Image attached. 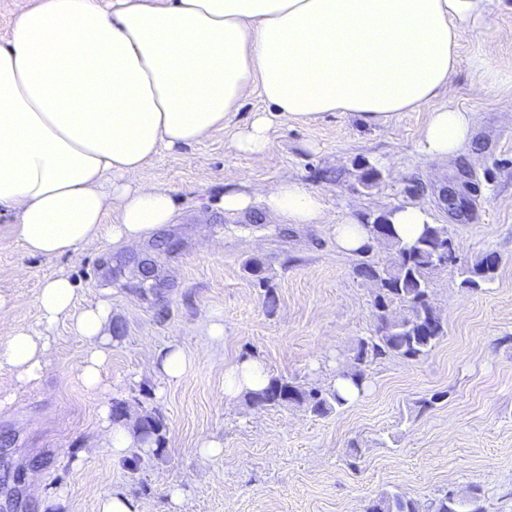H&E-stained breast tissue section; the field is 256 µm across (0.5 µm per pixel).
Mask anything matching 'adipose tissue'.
Here are the masks:
<instances>
[{
    "instance_id": "1",
    "label": "adipose tissue",
    "mask_w": 512,
    "mask_h": 512,
    "mask_svg": "<svg viewBox=\"0 0 512 512\" xmlns=\"http://www.w3.org/2000/svg\"><path fill=\"white\" fill-rule=\"evenodd\" d=\"M495 0H17L0 44V215L32 256L60 257L102 242L148 238L174 223L171 189L147 167L161 150L198 144L252 93L234 139L262 159L275 120L350 112L385 125L427 111L420 147L442 164L466 149L473 113L439 105L451 92L462 32L480 29ZM224 212L261 208L283 224H317L320 195L292 176L252 191L225 186ZM65 274L35 298L44 329L73 317L86 344L77 366L86 388L102 383L112 317L103 299L75 311ZM45 337L17 329L0 363L38 380ZM257 358L224 367V397L264 388Z\"/></svg>"
}]
</instances>
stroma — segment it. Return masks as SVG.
<instances>
[{
    "instance_id": "35a3bbf8",
    "label": "stroma",
    "mask_w": 512,
    "mask_h": 512,
    "mask_svg": "<svg viewBox=\"0 0 512 512\" xmlns=\"http://www.w3.org/2000/svg\"><path fill=\"white\" fill-rule=\"evenodd\" d=\"M489 51L512 62V0L459 41L452 104L474 113L475 125L467 150L448 163L420 149L424 111L385 125L349 112L282 120L264 158L253 160L233 141L265 107L255 94L201 143L149 163L180 212L140 242L31 256L1 216L0 337L40 330L34 298L60 273L74 281L77 306L111 301L112 327L101 390L75 374L84 344L67 319L48 337L39 381L19 383L0 365V512H40L58 495L64 504L54 512H97L112 493L130 496L138 512H365L387 490L426 506L439 492L470 487L492 512H512V71L475 89L471 61ZM287 175L320 194L321 223L281 224L258 209L228 215L218 205L225 183L271 185ZM411 204L447 225L460 258L490 250L501 259L476 291L453 271L435 277L446 336L421 359L373 363L365 393L322 417L226 401L225 364L249 357L274 376L334 385L374 328L376 290L354 274L355 256L336 252L332 228L351 208L367 218ZM252 260L275 291L274 310L247 268ZM213 322L223 338L209 335ZM173 344L194 359L175 381L146 358ZM430 397L436 405L423 408ZM117 402L128 427L151 412L166 424L162 450L136 472L100 446V410ZM206 438L220 440L223 455H201Z\"/></svg>"
}]
</instances>
